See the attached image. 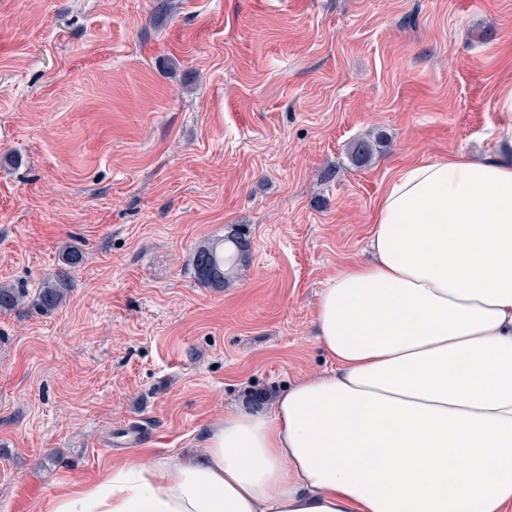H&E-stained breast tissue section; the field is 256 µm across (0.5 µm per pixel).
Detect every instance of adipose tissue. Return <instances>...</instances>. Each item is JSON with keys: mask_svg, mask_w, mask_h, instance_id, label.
<instances>
[{"mask_svg": "<svg viewBox=\"0 0 512 512\" xmlns=\"http://www.w3.org/2000/svg\"><path fill=\"white\" fill-rule=\"evenodd\" d=\"M369 248L319 294L331 372L225 414L200 460L128 459L48 512H512V162L403 170Z\"/></svg>", "mask_w": 512, "mask_h": 512, "instance_id": "1", "label": "adipose tissue"}]
</instances>
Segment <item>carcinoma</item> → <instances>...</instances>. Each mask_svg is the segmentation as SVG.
<instances>
[{
  "label": "carcinoma",
  "instance_id": "cac0c4a2",
  "mask_svg": "<svg viewBox=\"0 0 512 512\" xmlns=\"http://www.w3.org/2000/svg\"><path fill=\"white\" fill-rule=\"evenodd\" d=\"M376 143L360 140L351 147L350 157L355 165H365L372 158ZM249 243L246 235L233 227L219 243H205L193 255L194 277L204 287L222 288L247 258ZM65 273L45 280L38 292V304L51 311L59 307L66 295ZM24 298L21 288H0V309H13Z\"/></svg>",
  "mask_w": 512,
  "mask_h": 512
}]
</instances>
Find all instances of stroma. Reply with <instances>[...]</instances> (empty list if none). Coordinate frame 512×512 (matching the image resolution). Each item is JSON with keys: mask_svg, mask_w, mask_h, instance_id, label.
<instances>
[{"mask_svg": "<svg viewBox=\"0 0 512 512\" xmlns=\"http://www.w3.org/2000/svg\"><path fill=\"white\" fill-rule=\"evenodd\" d=\"M508 83L512 0H0V286L28 290L0 310V512L201 456L329 372L326 280L408 166L512 158ZM234 226L244 270L203 287L196 248ZM65 272H58L56 277L45 280L38 292V304L46 311L59 307L65 299L66 283Z\"/></svg>", "mask_w": 512, "mask_h": 512, "instance_id": "stroma-1", "label": "stroma"}]
</instances>
